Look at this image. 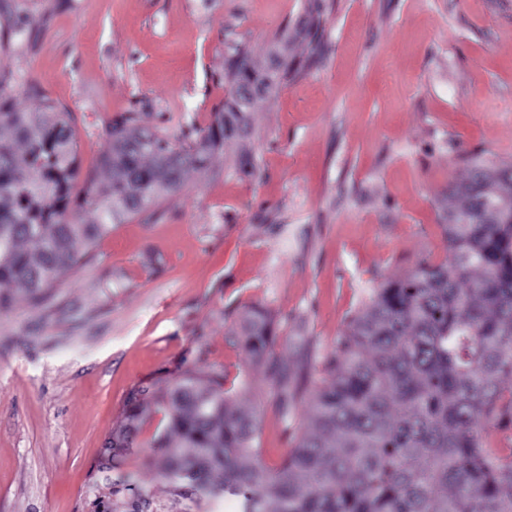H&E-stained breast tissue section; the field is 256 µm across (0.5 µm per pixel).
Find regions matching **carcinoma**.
<instances>
[{"label": "carcinoma", "mask_w": 512, "mask_h": 512, "mask_svg": "<svg viewBox=\"0 0 512 512\" xmlns=\"http://www.w3.org/2000/svg\"><path fill=\"white\" fill-rule=\"evenodd\" d=\"M37 22L5 19L0 41ZM288 39L279 33L264 65L247 46L232 49L224 107L194 135L138 128L132 112L112 125L102 195L91 175L75 192L71 113L50 101L37 112L11 109L12 74L1 70L0 286L19 282L43 299L112 225L179 191L187 171L207 169L288 80ZM450 193L461 201L442 215L451 265L424 260L376 289L327 357L329 382L307 389L300 368L273 353L266 312L240 323L281 410L311 401V426L299 425L278 464L263 460L256 412L232 404L223 377L204 385L186 372L158 397L174 435L159 445L161 476L187 494L235 496L241 512H512V456L482 435L512 425V166L475 159Z\"/></svg>", "instance_id": "1"}]
</instances>
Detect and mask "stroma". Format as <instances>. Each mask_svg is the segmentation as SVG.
Here are the masks:
<instances>
[{
  "label": "stroma",
  "instance_id": "1",
  "mask_svg": "<svg viewBox=\"0 0 512 512\" xmlns=\"http://www.w3.org/2000/svg\"><path fill=\"white\" fill-rule=\"evenodd\" d=\"M26 0L40 18L0 50L12 106L71 112L81 172L98 169L114 119L168 135L206 127L224 104V58H268L281 30L292 69L259 103L249 135L189 172L158 206L113 225L87 261L33 303L18 284L0 311V512H225L158 473L161 389L186 371L224 376L257 409L267 464L307 402L276 403L236 334L246 312L274 322L277 356L327 379L325 358L376 288L420 261L451 263L443 209L469 161L512 164V0ZM249 154L255 175L238 171ZM143 415L129 421V394ZM134 424L133 445L99 461Z\"/></svg>",
  "mask_w": 512,
  "mask_h": 512
}]
</instances>
